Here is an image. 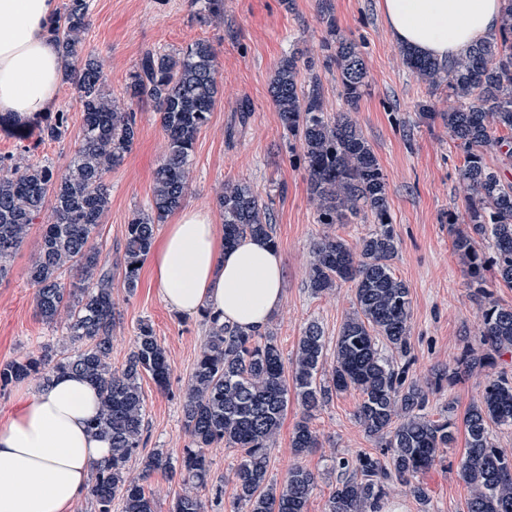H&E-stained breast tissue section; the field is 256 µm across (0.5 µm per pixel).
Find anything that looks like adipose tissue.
Here are the masks:
<instances>
[{
    "mask_svg": "<svg viewBox=\"0 0 512 512\" xmlns=\"http://www.w3.org/2000/svg\"><path fill=\"white\" fill-rule=\"evenodd\" d=\"M505 0H379L392 39L448 62L495 40ZM57 0H0V116L25 124L54 111L62 61L46 24ZM158 296L174 313L209 310L246 332L265 329L284 298V268L268 240L224 245L210 210H182L153 250ZM95 387L75 373L55 374L26 395L0 426V512H72L92 464L110 455L89 429Z\"/></svg>",
    "mask_w": 512,
    "mask_h": 512,
    "instance_id": "adipose-tissue-1",
    "label": "adipose tissue"
}]
</instances>
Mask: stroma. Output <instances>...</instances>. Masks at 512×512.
<instances>
[{
    "mask_svg": "<svg viewBox=\"0 0 512 512\" xmlns=\"http://www.w3.org/2000/svg\"><path fill=\"white\" fill-rule=\"evenodd\" d=\"M220 18L202 21L197 0H90V26L84 49L105 65V90L121 97L141 53L149 48L178 51L199 40L217 52L220 95L209 124L196 141L185 207L212 211L216 223L224 218L217 197L227 182L249 185L268 205L273 237L285 269L284 299L266 331L273 336L284 362H291L309 322L321 326L327 347H335L346 318L354 310L351 284L315 295L306 286L311 249L325 235L349 245L371 232V224H320L310 200L306 173L299 164L298 143L289 142L269 93L278 61L288 52L303 51L315 63L323 84L329 114L348 105L336 79L335 66L325 65L330 39L326 17H333L340 36L354 40L362 52L367 78L356 111H351L376 153L388 183V202L399 240L394 261L396 276L410 290V353L408 377L426 388L431 417L448 415L462 422L469 405L483 391L492 368L461 370L455 381L444 374L455 367L465 344H478L480 300L464 274L453 247L449 212L462 211L464 197L458 170L464 152L451 141L442 121L427 120L421 105L433 111L448 109V93L430 91L403 66L400 47L387 33L378 0H223ZM57 110L66 112L68 131L57 141L25 150L0 128V155L27 165L48 162L64 169L81 128L80 105L68 84L58 91ZM137 136L123 163L106 181L111 204L94 239L112 264V294L117 311L112 335V364H124L133 346L139 320L146 319L166 348L172 366L168 390L151 379L142 389L146 404L143 445L129 462L139 474L141 461L161 451L179 457L190 439L183 425L181 396L206 338L199 317H183L167 308L152 282V266L144 264L138 286L127 292L119 256L125 229L133 214L145 209L155 170L167 153V139L152 103L136 105ZM42 227L32 225L11 260L8 276L0 280V364L39 352L46 343L68 353L71 343L37 315L34 289L27 270L40 253ZM358 391L334 396L312 419L319 438L312 453L295 460L290 440L301 410L289 402L274 447L268 479L283 482L294 462L317 477L307 512H327L328 499L340 479L339 458L380 455L381 445L367 436L355 412ZM465 451V432L421 480L427 503H420L401 486H393L381 512H463L470 488L459 472ZM211 478L224 486L223 504L209 512H231L235 493L233 473L240 450L217 447L209 453Z\"/></svg>",
    "mask_w": 512,
    "mask_h": 512,
    "instance_id": "1",
    "label": "stroma"
}]
</instances>
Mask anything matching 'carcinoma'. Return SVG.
<instances>
[{
	"mask_svg": "<svg viewBox=\"0 0 512 512\" xmlns=\"http://www.w3.org/2000/svg\"><path fill=\"white\" fill-rule=\"evenodd\" d=\"M90 25L89 0H66L48 23L50 37L65 61V81L79 101L82 125L78 142L62 171L48 163L19 167L0 155V279L22 246L29 229L42 224L39 259L28 269L35 288L37 315L48 325H60L62 335L80 344L72 353L46 347L0 365V389L29 378L79 373L95 385L101 410L89 423L112 441V457L93 466L90 488L97 512H154L143 477L127 475L145 429L142 380L168 389L172 367L165 348L148 321L139 323L133 349L125 364L112 367V266L93 243L97 226L110 205L106 174L120 166L137 133L133 105L155 104L168 142L158 166L150 211H138L128 222L122 255L126 288L137 287L140 271L154 246L158 225L184 203L192 157L201 130L215 109L219 83L217 55L200 40L177 53L142 52L122 97L104 90L101 61L84 52L83 35ZM336 78L348 104L362 97L367 71L359 46L336 39ZM405 67L437 91L448 89V111L425 112L448 128V136L464 151L459 181L465 190V210L451 214L454 248L461 256L470 286L482 302L480 338L489 351L468 345L460 363L468 369L495 365L496 356L512 352V308L486 291L489 271L512 286V183L486 163L497 151L512 161V142L497 135L512 133V0H507L503 27L494 42H479L450 65L402 50ZM270 92L283 130L299 142L298 161L308 177L310 198L319 224L370 220L375 229L352 249L341 237L329 235L313 244L307 286L314 294L340 283L354 287L355 311L340 331L331 371L320 325L304 328L286 378L281 351L270 336L245 334L218 324L207 311L206 341L184 392V428L191 446L172 461L158 451L144 460L143 471L164 470L178 479L171 512H206L202 492L210 482L209 450L222 444L241 451L235 473L233 509L245 512H307L316 487L309 469L296 465L280 484L268 481L269 454L288 409V390L304 417L291 438L292 452L303 457L319 447L309 419L333 396L350 389L361 394L356 418L364 430L383 442L390 465L363 453L355 462L339 460L352 474L340 480L329 497L327 512H378L391 483H402L418 501L428 500L419 475L431 468L455 440V423L425 413L428 392L406 383L408 365H395L379 350L384 341L393 353H408L410 292L393 271L398 255L388 203V185L379 160L360 127L344 112L325 110L323 86L313 63L298 52L276 65ZM67 116L50 112L37 121L36 144L62 139ZM224 217V243L242 238L274 241L272 218L250 186L227 184L218 196ZM492 241L486 255L480 241ZM76 278L66 282L64 271ZM466 451L460 473L471 495L464 512H512V455L498 448L491 427L512 429V375L489 377L479 402L463 419Z\"/></svg>",
	"mask_w": 512,
	"mask_h": 512,
	"instance_id": "1",
	"label": "carcinoma"
}]
</instances>
